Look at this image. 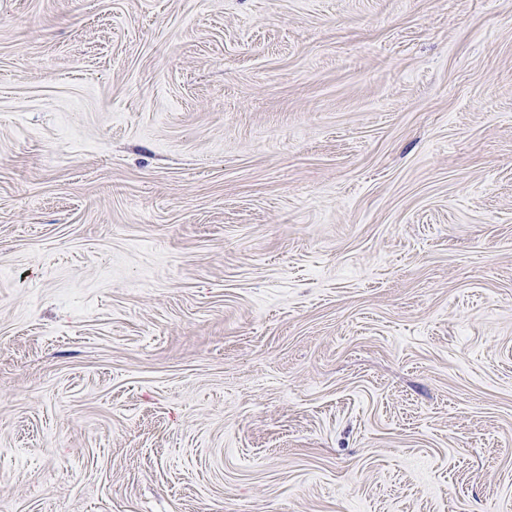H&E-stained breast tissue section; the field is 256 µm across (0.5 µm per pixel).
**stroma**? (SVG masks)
<instances>
[{
    "label": "stroma",
    "instance_id": "1",
    "mask_svg": "<svg viewBox=\"0 0 512 512\" xmlns=\"http://www.w3.org/2000/svg\"><path fill=\"white\" fill-rule=\"evenodd\" d=\"M0 512H512V0H0Z\"/></svg>",
    "mask_w": 512,
    "mask_h": 512
}]
</instances>
